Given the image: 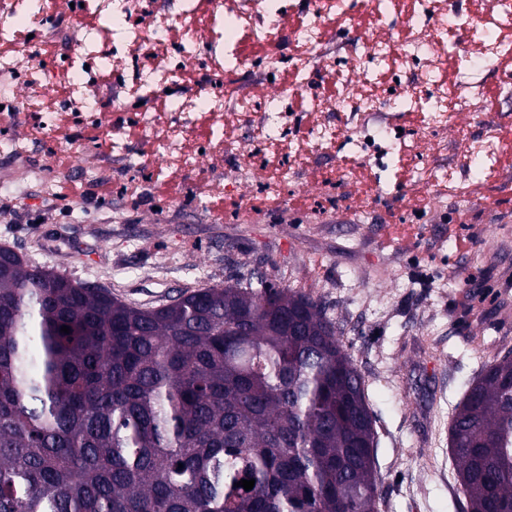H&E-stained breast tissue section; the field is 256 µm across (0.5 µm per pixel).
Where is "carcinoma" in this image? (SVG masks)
<instances>
[{"mask_svg": "<svg viewBox=\"0 0 512 512\" xmlns=\"http://www.w3.org/2000/svg\"><path fill=\"white\" fill-rule=\"evenodd\" d=\"M375 446L313 298L237 282L141 309L0 248V512H377ZM448 446L469 512H512L511 355Z\"/></svg>", "mask_w": 512, "mask_h": 512, "instance_id": "cac0c4a2", "label": "carcinoma"}]
</instances>
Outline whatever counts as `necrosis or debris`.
Listing matches in <instances>:
<instances>
[{
    "mask_svg": "<svg viewBox=\"0 0 512 512\" xmlns=\"http://www.w3.org/2000/svg\"><path fill=\"white\" fill-rule=\"evenodd\" d=\"M145 0H73L57 9L55 0H0V126L20 122L22 102L16 90L26 85L39 103L38 134L73 152L92 145L86 130L111 133L116 161L135 169L142 160L126 151L129 140L150 133L154 162L174 176L211 180L214 192L247 185L257 155L281 157L280 167L265 175L264 192H281L293 182L296 157L346 144L358 165L368 166L374 193L384 191L382 173L389 163L409 156L413 177L423 187L441 183L459 191L471 188L476 163L490 164L499 144L494 133L481 136L458 122L461 111H479L480 86L449 81L446 60L462 70L512 57V0H483L479 10H448L445 0H366L377 21L360 32V53L343 54L328 44L336 22L355 23L351 0H310L304 19H296L293 0H177L176 10H145ZM399 17L405 37L390 42L383 27ZM47 32L69 43L67 53L46 74L43 58L31 51L29 31ZM248 42L264 52L244 55ZM207 46V75L215 83L236 78L230 98L177 95L195 71L197 49ZM339 61L335 96L313 94L305 117L292 110L286 92L266 94L270 82L290 72L293 89L312 79L311 64ZM109 76L122 98L116 113L103 111L94 94ZM163 96L158 112L140 111L137 102ZM417 112L422 123L414 136L399 132L391 111ZM207 119L196 134L192 117ZM260 129L257 137L238 140L235 151L224 144L239 126ZM457 128L448 140L449 128ZM234 161L225 179H212L206 160Z\"/></svg>",
    "mask_w": 512,
    "mask_h": 512,
    "instance_id": "4bbe7bcc",
    "label": "necrosis or debris"
}]
</instances>
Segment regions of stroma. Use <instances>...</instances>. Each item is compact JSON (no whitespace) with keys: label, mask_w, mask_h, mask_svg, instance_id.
Here are the masks:
<instances>
[{"label":"stroma","mask_w":512,"mask_h":512,"mask_svg":"<svg viewBox=\"0 0 512 512\" xmlns=\"http://www.w3.org/2000/svg\"><path fill=\"white\" fill-rule=\"evenodd\" d=\"M482 83L497 166L509 178L482 180L433 222L419 216L425 191L403 171L376 205L361 173L345 211L318 214L317 182L348 165L341 151L316 158L311 182L287 200L254 196L247 216L228 198L216 210L168 216L202 184L160 179L148 165L134 174L136 200L92 184L88 201H60L45 178L60 153L50 141L22 159L0 151V200L25 216L0 215V246L140 308L250 275L321 302L365 380L379 512H468L448 429L470 384L512 353V109L502 105L512 86L492 64ZM461 234L473 237L471 249L455 248Z\"/></svg>","instance_id":"35a3bbf8"}]
</instances>
